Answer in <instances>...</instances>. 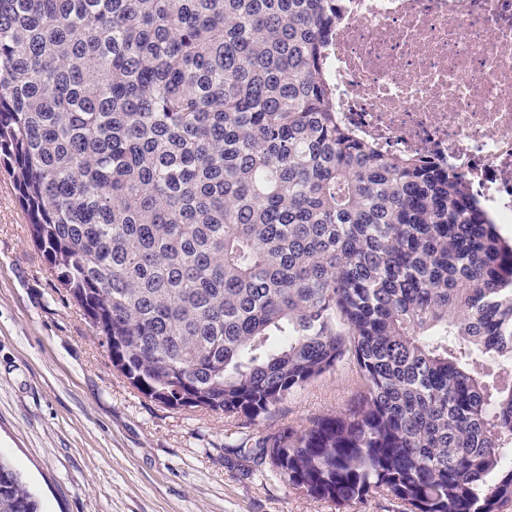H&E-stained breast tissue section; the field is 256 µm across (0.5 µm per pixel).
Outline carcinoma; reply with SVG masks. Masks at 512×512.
<instances>
[{
	"instance_id": "cac0c4a2",
	"label": "carcinoma",
	"mask_w": 512,
	"mask_h": 512,
	"mask_svg": "<svg viewBox=\"0 0 512 512\" xmlns=\"http://www.w3.org/2000/svg\"><path fill=\"white\" fill-rule=\"evenodd\" d=\"M340 0H0V161L112 366L258 418L350 358L360 401L255 443L289 488L512 505V242L328 79ZM0 460V512H38Z\"/></svg>"
}]
</instances>
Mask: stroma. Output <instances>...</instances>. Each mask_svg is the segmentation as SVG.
<instances>
[{"label": "stroma", "instance_id": "1", "mask_svg": "<svg viewBox=\"0 0 512 512\" xmlns=\"http://www.w3.org/2000/svg\"><path fill=\"white\" fill-rule=\"evenodd\" d=\"M362 391L343 364L256 419L146 398L32 244L0 165V458L40 512H401L383 494L342 506L303 495L253 460L259 438L344 411Z\"/></svg>", "mask_w": 512, "mask_h": 512}]
</instances>
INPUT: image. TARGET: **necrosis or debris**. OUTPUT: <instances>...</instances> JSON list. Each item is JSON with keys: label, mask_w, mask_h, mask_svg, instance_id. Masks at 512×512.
I'll use <instances>...</instances> for the list:
<instances>
[{"label": "necrosis or debris", "mask_w": 512, "mask_h": 512, "mask_svg": "<svg viewBox=\"0 0 512 512\" xmlns=\"http://www.w3.org/2000/svg\"><path fill=\"white\" fill-rule=\"evenodd\" d=\"M329 57L359 138L464 174L512 224V0H344Z\"/></svg>", "instance_id": "necrosis-or-debris-1"}]
</instances>
